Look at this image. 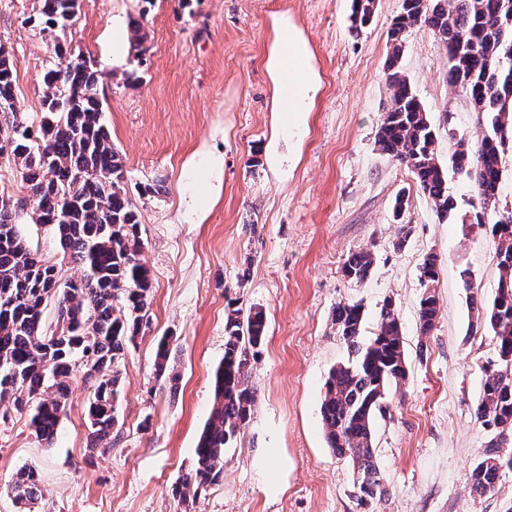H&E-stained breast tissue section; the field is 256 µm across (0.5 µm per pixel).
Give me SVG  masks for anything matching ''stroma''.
Wrapping results in <instances>:
<instances>
[{
  "label": "stroma",
  "mask_w": 512,
  "mask_h": 512,
  "mask_svg": "<svg viewBox=\"0 0 512 512\" xmlns=\"http://www.w3.org/2000/svg\"><path fill=\"white\" fill-rule=\"evenodd\" d=\"M400 8L401 0H375L355 36L351 0H154L148 9L142 0H80L67 40L106 74L98 97L139 215L148 322L116 366L117 423L105 446H89L93 386L79 378L52 442L35 434L28 413L0 418V512H18L7 487L31 465L42 489L31 512H512V470L493 492L471 491L495 435L476 408L496 345L473 309L497 289L491 227L469 223L470 186L455 170L447 179L457 210L445 217L376 144L392 105L387 32ZM38 9V0H0V42L12 56L16 106L28 115L41 110L44 73L59 66L34 21ZM283 16L308 39L321 82L296 134L279 126L266 69ZM118 18L143 21L142 50L120 67ZM400 65L447 164L459 139H475L477 115L449 86L448 58L428 27L405 32ZM212 153L224 163L210 170ZM403 224L411 232L401 243ZM363 249L375 264L359 283L344 263ZM430 252L441 258L432 282L420 271ZM428 290L441 311L424 336L418 307ZM341 302L361 304L367 337L393 303L403 331L408 376L375 420L382 492L371 499L355 487L350 460L328 447L320 420L328 374L348 360L333 321ZM253 306L268 328L249 362L252 420L226 448L222 480L178 504L171 488L192 469L213 404L226 312ZM162 337L172 345V384L156 377Z\"/></svg>",
  "instance_id": "stroma-1"
}]
</instances>
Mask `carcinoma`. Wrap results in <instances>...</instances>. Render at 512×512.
Wrapping results in <instances>:
<instances>
[{"mask_svg": "<svg viewBox=\"0 0 512 512\" xmlns=\"http://www.w3.org/2000/svg\"><path fill=\"white\" fill-rule=\"evenodd\" d=\"M375 0H352L350 28L358 34L370 21ZM79 0H41L38 25L54 37L53 50L69 57L60 70L43 79L42 112L30 117L15 106V83L8 48L0 43V143L12 144L6 162L19 166L29 193L31 223L49 228L70 261L82 269L76 280H59L56 263L30 245L21 229L24 201L0 199V407L32 410L37 436L54 439L76 371L94 381L88 406V438L105 441L116 424L117 376L106 370L118 363L140 335L151 279L141 260L143 242L138 214L125 187V164L103 121L96 89L104 74L83 56L69 55L67 15H76ZM422 24L436 36L448 56V84L461 89L478 112L481 129L475 140H461L452 166L472 188V224H484L495 212L506 146L512 143V0H402L387 37L390 54L386 81L392 106L379 125L377 145L411 171L436 210L446 216L457 209L448 194L446 171L436 155V135L428 113L400 70L402 37ZM497 240L499 279L490 305L477 321L496 340L497 361L485 374L477 414L496 430L485 459L472 473V490H494L512 454L500 448L512 440V216L492 224ZM375 264L368 250L346 261L347 277L363 282ZM439 257L431 252L421 276L438 277ZM56 297L57 323L45 327L49 297ZM435 294L419 301L421 335L439 316ZM353 359L332 369L325 383L321 420L330 448L353 464V479L362 497L381 492L374 460L375 414L382 411L388 389L405 379L403 334L392 304L379 314L369 344H360L364 321L358 303H339L333 314ZM267 320L257 307L243 315L227 311L224 358L214 375V402L195 447V463L173 486L180 503L224 475V450L251 419L256 404L249 385L248 356L265 342ZM170 341L155 350V369L169 381ZM16 503L26 506L41 494L39 472L24 467L10 485Z\"/></svg>", "mask_w": 512, "mask_h": 512, "instance_id": "obj_1", "label": "carcinoma"}]
</instances>
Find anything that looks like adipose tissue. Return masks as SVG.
<instances>
[{
    "instance_id": "obj_1",
    "label": "adipose tissue",
    "mask_w": 512,
    "mask_h": 512,
    "mask_svg": "<svg viewBox=\"0 0 512 512\" xmlns=\"http://www.w3.org/2000/svg\"><path fill=\"white\" fill-rule=\"evenodd\" d=\"M266 67L274 83L275 112L283 118L284 128L299 130L313 109L320 80L306 38L288 18L274 25Z\"/></svg>"
}]
</instances>
